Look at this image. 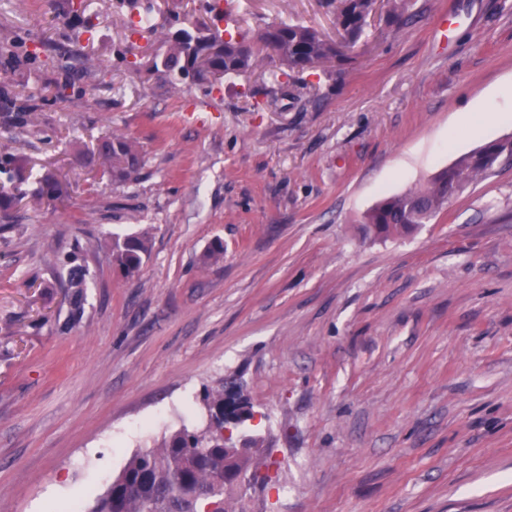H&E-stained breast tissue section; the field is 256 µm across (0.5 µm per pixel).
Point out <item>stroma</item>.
<instances>
[{"label":"stroma","instance_id":"1","mask_svg":"<svg viewBox=\"0 0 512 512\" xmlns=\"http://www.w3.org/2000/svg\"><path fill=\"white\" fill-rule=\"evenodd\" d=\"M43 2L0 0V45H47L38 74L14 73L36 121L0 128V149L37 176L62 165L72 189L0 211V512L91 501L135 452L199 427L203 391L230 378L268 476L233 489L243 512H512V168L411 233L362 224L512 136V120H459L512 113V0H411L398 27L378 0L340 67L181 92L130 68L159 43L128 41L113 0H90V39L65 0ZM222 7L251 38L282 21L336 32L325 0ZM109 131L141 147L137 180L74 165ZM141 231L149 253L123 277L112 238ZM77 247L90 276L72 326L60 258Z\"/></svg>","mask_w":512,"mask_h":512}]
</instances>
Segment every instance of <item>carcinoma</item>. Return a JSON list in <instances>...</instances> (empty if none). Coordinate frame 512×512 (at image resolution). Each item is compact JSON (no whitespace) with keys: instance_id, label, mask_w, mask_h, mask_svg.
Segmentation results:
<instances>
[{"instance_id":"obj_1","label":"carcinoma","mask_w":512,"mask_h":512,"mask_svg":"<svg viewBox=\"0 0 512 512\" xmlns=\"http://www.w3.org/2000/svg\"><path fill=\"white\" fill-rule=\"evenodd\" d=\"M375 0H327L336 10V23L341 40L334 41L319 30L282 22L265 28L252 40L243 33L233 34L219 28L223 12L208 2L205 16L196 19L191 28L160 32L161 52L153 60L155 70H163L171 86L179 90L184 81L213 86L226 78L238 77L265 66L274 56L279 70L276 79L288 80L292 74L328 64H342L344 49L361 37ZM407 0H391L386 20L398 25L407 20ZM18 54L9 45L0 46V58L8 64L0 69V126L24 127L34 123L35 108L18 105L13 90L12 73L21 66L31 67L41 61L46 43L32 38ZM512 158V137L488 142L473 152L457 158L438 170L429 182L419 188L383 199L364 216L368 234L386 239L407 232L419 224H427L448 210L451 198L464 192L478 178L492 172V159ZM88 163L98 165L114 182H128L143 165V155L136 141L120 133L102 136ZM27 159L10 151L0 152V210H9L25 198L42 205L63 197L65 187L54 173L40 181L31 194L22 191L26 180ZM149 252L148 233L114 239L109 258L113 268L125 276L139 271ZM67 267V298L70 316L76 320L83 314L86 301L87 267L74 253L64 260ZM203 403L209 419L201 428L183 427L164 439L157 448H144L134 453L107 489L81 512H237L229 490L246 479L249 462L259 450L261 440L246 437V452L224 442V429L239 428L252 416V407L241 386L230 381L206 391ZM190 486L193 498L181 497L177 490Z\"/></svg>"}]
</instances>
